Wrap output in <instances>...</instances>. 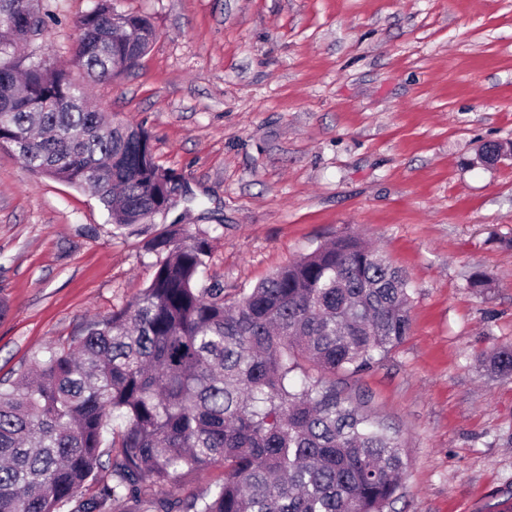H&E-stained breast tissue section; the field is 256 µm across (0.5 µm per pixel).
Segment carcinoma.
Here are the masks:
<instances>
[{"instance_id":"cac0c4a2","label":"carcinoma","mask_w":512,"mask_h":512,"mask_svg":"<svg viewBox=\"0 0 512 512\" xmlns=\"http://www.w3.org/2000/svg\"><path fill=\"white\" fill-rule=\"evenodd\" d=\"M35 2L0 0V146L92 188L119 229L168 213L148 131L91 109L68 71L21 52L46 29ZM117 12L91 0L76 23L74 59L95 82L156 37L147 16L118 12L112 39ZM178 235L148 241L159 260L139 296L0 388V512H385L408 455L336 375L358 376L409 334L406 276L347 234L226 294L202 280L208 232ZM491 366L512 378V347ZM211 468L223 478L205 494L176 488Z\"/></svg>"}]
</instances>
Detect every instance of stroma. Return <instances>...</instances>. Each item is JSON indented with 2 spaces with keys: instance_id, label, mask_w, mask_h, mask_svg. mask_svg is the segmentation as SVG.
<instances>
[{
  "instance_id": "obj_1",
  "label": "stroma",
  "mask_w": 512,
  "mask_h": 512,
  "mask_svg": "<svg viewBox=\"0 0 512 512\" xmlns=\"http://www.w3.org/2000/svg\"><path fill=\"white\" fill-rule=\"evenodd\" d=\"M29 49L151 134L194 196L118 230L97 197L0 149V383L152 280L147 242L208 232L205 278L251 288L356 234L411 282L409 335L344 380L410 465L388 512H487L512 498V0H120L157 37L131 71L73 63L91 0H40ZM480 271L483 287L467 284Z\"/></svg>"
}]
</instances>
